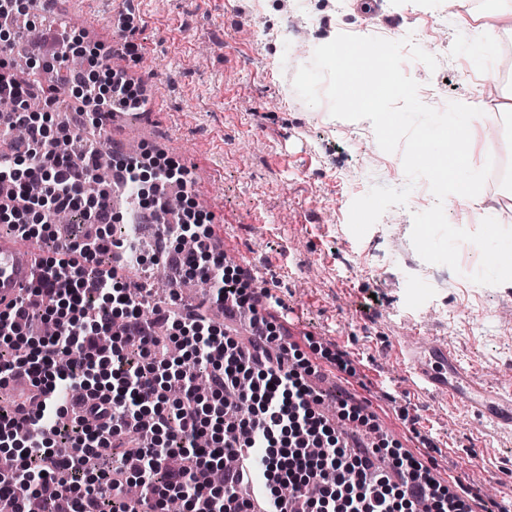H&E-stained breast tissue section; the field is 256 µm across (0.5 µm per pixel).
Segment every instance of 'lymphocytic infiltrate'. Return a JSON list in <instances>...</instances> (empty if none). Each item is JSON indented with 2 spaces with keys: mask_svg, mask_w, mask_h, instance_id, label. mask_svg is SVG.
Wrapping results in <instances>:
<instances>
[{
  "mask_svg": "<svg viewBox=\"0 0 512 512\" xmlns=\"http://www.w3.org/2000/svg\"><path fill=\"white\" fill-rule=\"evenodd\" d=\"M109 53L91 47L88 66L74 87L86 122L101 126L114 108L141 110L144 89L124 71H112ZM58 75L56 84L66 83ZM7 71L0 63V187L13 207L5 224L28 238L54 231L62 211L91 203L87 215L98 227L92 238L58 241L37 269L33 296L12 311H0V379L25 372L35 387L55 394L59 385L88 390L107 373L108 400L74 399L75 425L59 446L63 404L42 405L19 423L15 401L0 411V435L17 442L24 456L0 475V500L15 512H50L65 503L69 512H166L169 498L185 512H464L466 503L441 487L413 456L382 448H348L319 409L320 398L277 345L276 329L257 318L259 330L241 346L193 306L148 307L126 294L115 268L98 265L114 245L106 227L117 214L109 194L99 191V148L86 142L82 161L61 154L60 143L82 131L55 122L50 107L55 86ZM128 190V223H149L165 206L164 187L193 184L190 171L157 154L149 162L116 164ZM192 197L181 218L164 228L151 255L137 245L120 246L126 267L160 265L180 257V276L209 289L210 304L226 315L256 311L267 290L251 289V278L224 262ZM66 319H55L59 307ZM75 358L59 367L61 350ZM208 390L199 394L196 369ZM223 469L221 484L207 479ZM140 485L139 497L126 494Z\"/></svg>",
  "mask_w": 512,
  "mask_h": 512,
  "instance_id": "1",
  "label": "lymphocytic infiltrate"
}]
</instances>
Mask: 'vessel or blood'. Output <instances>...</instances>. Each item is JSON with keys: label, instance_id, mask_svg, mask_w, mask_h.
Wrapping results in <instances>:
<instances>
[{"label": "vessel or blood", "instance_id": "1", "mask_svg": "<svg viewBox=\"0 0 512 512\" xmlns=\"http://www.w3.org/2000/svg\"><path fill=\"white\" fill-rule=\"evenodd\" d=\"M128 113H112L101 131L103 140L114 149L126 146L124 138ZM38 254L34 242L12 234L0 236V310L14 307L26 298L35 275ZM408 356L414 375L433 393L463 404L480 418L512 429V393L502 394L495 387L478 381L461 367L455 355L442 344H425L418 339L407 342Z\"/></svg>", "mask_w": 512, "mask_h": 512}]
</instances>
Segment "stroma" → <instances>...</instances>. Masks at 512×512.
<instances>
[{"label":"stroma","mask_w":512,"mask_h":512,"mask_svg":"<svg viewBox=\"0 0 512 512\" xmlns=\"http://www.w3.org/2000/svg\"><path fill=\"white\" fill-rule=\"evenodd\" d=\"M63 21L94 20L97 44L127 36L138 51L132 74L161 93L156 120L134 134L141 151L165 143L169 157L207 187L201 203L224 227V254L258 264L256 285L272 295L276 323H292L291 343L306 368L324 375L326 405L355 396L371 427L349 423L365 442L385 437L412 453L442 485L463 487L490 512H512V430L499 429L444 397L411 384L398 349L411 337L447 343L480 379L512 391V285L434 278L411 242L412 215L426 192L418 181L406 206L391 207L363 238L348 227L350 206L372 186L403 187L401 153L378 146L373 127L330 121L327 104L308 106L290 84L299 66L294 14L315 40L331 32L412 37L441 35L436 70L406 75L420 100L440 107L473 97L484 77L470 69L442 0H129L134 28L120 33L114 0H61ZM500 95L483 122L499 137L477 140L471 161L512 163V30L491 46ZM473 208L448 202L449 223L469 231L486 208L512 207V173L494 168ZM378 305L367 306L370 292Z\"/></svg>","instance_id":"1"}]
</instances>
